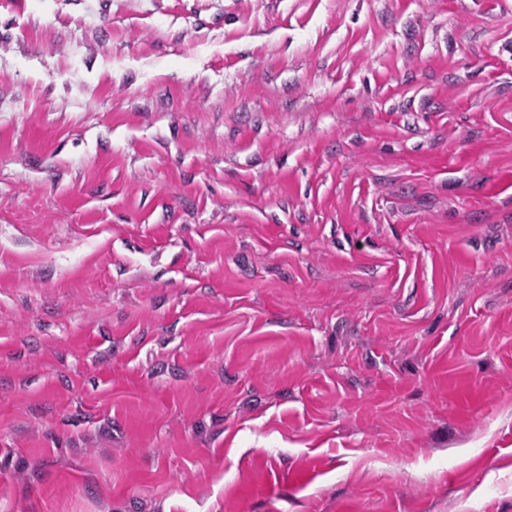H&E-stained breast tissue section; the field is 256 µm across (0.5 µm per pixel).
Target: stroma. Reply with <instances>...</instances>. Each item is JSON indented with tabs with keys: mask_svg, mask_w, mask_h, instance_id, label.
<instances>
[{
	"mask_svg": "<svg viewBox=\"0 0 512 512\" xmlns=\"http://www.w3.org/2000/svg\"><path fill=\"white\" fill-rule=\"evenodd\" d=\"M0 512H512V0H0Z\"/></svg>",
	"mask_w": 512,
	"mask_h": 512,
	"instance_id": "35a3bbf8",
	"label": "stroma"
}]
</instances>
